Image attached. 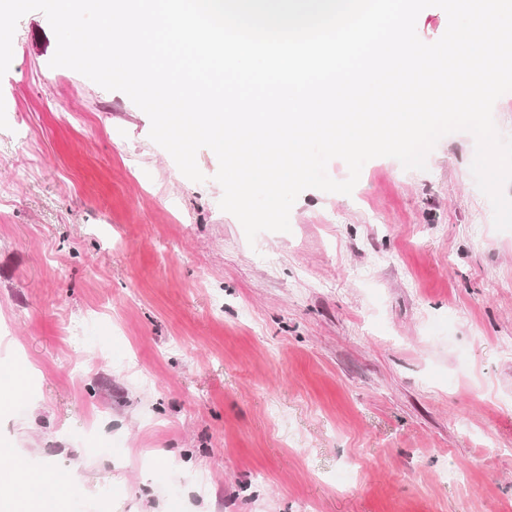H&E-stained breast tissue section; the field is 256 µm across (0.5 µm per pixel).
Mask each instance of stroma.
I'll use <instances>...</instances> for the list:
<instances>
[{
	"label": "stroma",
	"mask_w": 512,
	"mask_h": 512,
	"mask_svg": "<svg viewBox=\"0 0 512 512\" xmlns=\"http://www.w3.org/2000/svg\"><path fill=\"white\" fill-rule=\"evenodd\" d=\"M23 15L0 78V448L69 512H512V231L442 137L248 241Z\"/></svg>",
	"instance_id": "1"
}]
</instances>
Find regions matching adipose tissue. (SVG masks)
<instances>
[{"instance_id": "obj_1", "label": "adipose tissue", "mask_w": 512, "mask_h": 512, "mask_svg": "<svg viewBox=\"0 0 512 512\" xmlns=\"http://www.w3.org/2000/svg\"><path fill=\"white\" fill-rule=\"evenodd\" d=\"M57 490L45 495L39 474L25 470L22 463H14L0 471V492L8 499L10 512H64L65 502L74 487L70 474H58Z\"/></svg>"}]
</instances>
